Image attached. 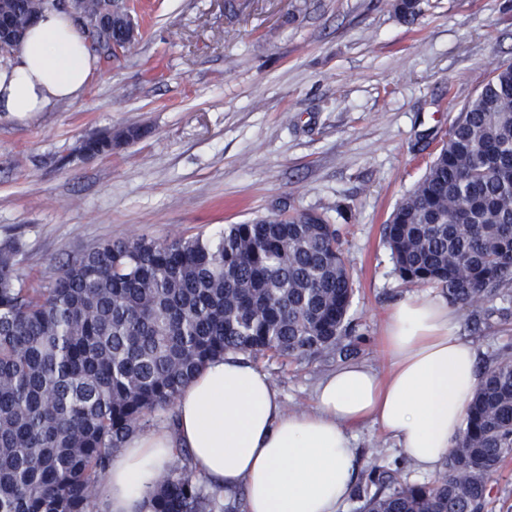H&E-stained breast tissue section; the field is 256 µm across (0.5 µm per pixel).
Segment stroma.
<instances>
[{
	"label": "stroma",
	"instance_id": "stroma-1",
	"mask_svg": "<svg viewBox=\"0 0 512 512\" xmlns=\"http://www.w3.org/2000/svg\"><path fill=\"white\" fill-rule=\"evenodd\" d=\"M139 40L98 56L80 98L46 112H0V242L48 284L61 262L98 244L212 239L291 205L342 230L354 280L349 342L386 370L390 310L425 294L402 280L383 241L394 207L423 175L491 69L512 63V0H423L415 24L394 0H130ZM143 136L85 156L83 140ZM501 300L458 307L460 336L482 358L512 346ZM341 363L260 357L290 409H311L316 382ZM365 480L404 464L379 426L357 430Z\"/></svg>",
	"mask_w": 512,
	"mask_h": 512
}]
</instances>
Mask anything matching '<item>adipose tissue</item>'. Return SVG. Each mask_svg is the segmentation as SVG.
<instances>
[{
  "instance_id": "adipose-tissue-1",
  "label": "adipose tissue",
  "mask_w": 512,
  "mask_h": 512,
  "mask_svg": "<svg viewBox=\"0 0 512 512\" xmlns=\"http://www.w3.org/2000/svg\"><path fill=\"white\" fill-rule=\"evenodd\" d=\"M95 60L69 15L46 10L0 61V112H44L77 99ZM444 294L410 297L389 313L386 372L349 362L323 376L315 407L287 411L267 375L239 357L210 361L180 390L177 427L130 437L98 486L109 512H147L145 497L175 449L245 512H340L359 466L353 432L378 424L418 471L441 470L481 383L479 351L458 334Z\"/></svg>"
}]
</instances>
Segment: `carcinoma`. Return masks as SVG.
I'll return each mask as SVG.
<instances>
[{"instance_id": "obj_1", "label": "carcinoma", "mask_w": 512, "mask_h": 512, "mask_svg": "<svg viewBox=\"0 0 512 512\" xmlns=\"http://www.w3.org/2000/svg\"><path fill=\"white\" fill-rule=\"evenodd\" d=\"M48 0H3L27 30ZM405 23L420 0H395ZM400 277L453 305L512 296V63L462 109L425 174L384 226ZM0 243V512H100L97 488L125 441L227 355L310 360L340 350L353 279L340 230L281 210L200 237L107 242L65 262L46 286ZM512 455V352L483 368L458 445L432 482L371 470L358 512H491L489 477ZM150 512H236L179 448L148 493Z\"/></svg>"}]
</instances>
